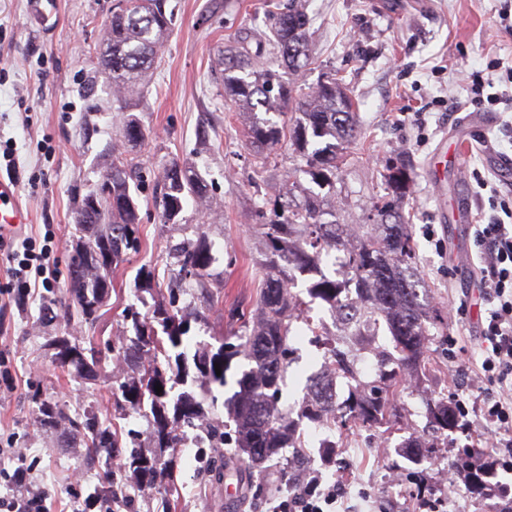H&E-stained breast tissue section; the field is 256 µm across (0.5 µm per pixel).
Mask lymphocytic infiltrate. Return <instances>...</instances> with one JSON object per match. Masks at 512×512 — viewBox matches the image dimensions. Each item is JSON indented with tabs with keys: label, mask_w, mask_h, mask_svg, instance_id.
I'll use <instances>...</instances> for the list:
<instances>
[{
	"label": "lymphocytic infiltrate",
	"mask_w": 512,
	"mask_h": 512,
	"mask_svg": "<svg viewBox=\"0 0 512 512\" xmlns=\"http://www.w3.org/2000/svg\"><path fill=\"white\" fill-rule=\"evenodd\" d=\"M475 241L477 274L489 306L480 326L479 371L496 387L483 406V417L491 425L512 430V224L495 218L478 225ZM12 244L7 286L15 297L24 298L49 285L55 272L47 252L36 251L31 237H14ZM0 478L14 490L13 495L0 497V512H50V493L36 486L30 469L19 467ZM342 497L339 486H323L312 476L304 486L277 496L271 512H337Z\"/></svg>",
	"instance_id": "1"
}]
</instances>
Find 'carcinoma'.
Here are the masks:
<instances>
[{"label":"carcinoma","instance_id":"cac0c4a2","mask_svg":"<svg viewBox=\"0 0 512 512\" xmlns=\"http://www.w3.org/2000/svg\"><path fill=\"white\" fill-rule=\"evenodd\" d=\"M307 0H288L282 8L267 11V30L258 37L251 30L234 36V46L217 58L224 94L231 97L236 111L246 117L247 145L259 150L273 149L288 141L305 162L311 182L318 190L286 176L274 194L253 204L260 220L254 225L261 237L258 266L261 270L260 304L262 316L251 332L219 340L215 350L187 352L184 337L191 322L202 319L199 311L176 302L199 291L214 297L210 290L209 268L215 261L212 243L201 234L195 241L175 247L177 269L170 280V301L153 305L143 316L131 308L125 312L134 336L117 347L124 360L138 365L137 375L112 389L115 405L133 413H149L152 418V448L139 442L137 431H121L112 426V417L93 407L68 418L76 447L87 449L89 465L103 469V475L87 496L90 503L110 512L114 494L112 455L123 461V469L133 474L134 484L151 487L176 472V456H164L165 449L180 447L179 430L193 424L202 402L187 386L207 382L222 388L234 359L241 357L251 367L236 379V390L224 401L235 422L234 444L247 456L250 466L260 467L281 448L301 447L300 420L321 423L323 409L316 400L303 399L299 420L284 414L279 406L281 382L287 362L291 323L302 313L303 300L291 291L299 276H311L309 294L334 309L349 310L347 335L363 345L367 332L362 322L382 316L392 336L393 352H376L380 365L394 363L403 370L419 361L426 339L430 312L420 300V280L414 248L404 231V199L411 193L412 169L397 155L379 171L385 195L371 203L366 223L361 225V244L348 256L351 275L345 280L329 277L322 269L324 250L336 237V208L327 203L328 189L336 191L344 152L359 136L357 104L341 80L330 77L306 90L294 75L310 60L308 33L311 17ZM174 25L173 11L166 0H118L112 16L102 25L105 46L100 64L112 87V96L124 101L134 96L157 63ZM256 44L251 50L250 44ZM278 52L280 65L290 78L263 61L269 49ZM294 116L291 124L279 121L284 114ZM127 141L145 138L139 119L127 114L123 124ZM154 203L163 224L179 223L184 202L191 198L197 206L209 201L208 184L190 165L172 162L165 166L157 184ZM142 186L134 172L122 162H112L98 189L83 198L79 211V237L68 268L81 269L79 277L67 276V292L81 322L94 329L99 312L112 291V266L124 254L141 248L139 209ZM109 247L112 258L84 263L86 251ZM88 344L66 336L53 343L56 367L77 378H89L101 367L102 351L96 337ZM331 370L351 377L358 374L351 351L330 349ZM221 374H216L214 364ZM195 373H190V369ZM163 391L156 393L155 386ZM184 387L174 400L170 392ZM390 387L369 386L352 394L341 408L350 421L381 424L389 420ZM40 425L53 429L63 417L62 410L39 403ZM433 419L437 432L458 426L455 409L443 402L435 404ZM109 454L101 455L102 450Z\"/></svg>","mask_w":512,"mask_h":512}]
</instances>
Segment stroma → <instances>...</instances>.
Masks as SVG:
<instances>
[{
	"instance_id": "35a3bbf8",
	"label": "stroma",
	"mask_w": 512,
	"mask_h": 512,
	"mask_svg": "<svg viewBox=\"0 0 512 512\" xmlns=\"http://www.w3.org/2000/svg\"><path fill=\"white\" fill-rule=\"evenodd\" d=\"M49 21L33 17L29 0H0V141L15 143L20 176L14 182L18 203L28 218L22 234L47 247L57 276L23 303L0 304V471L34 469L51 494V512H75L99 474L83 465L84 449L70 450L69 429L47 430L38 422V401L63 407L67 414L94 406L109 410L113 423L135 429L148 441L147 419L115 408L113 381L135 375L133 367L115 370L106 359L95 379L62 373L51 359V342L60 336L82 341L87 329L77 320L44 318V306L63 301L67 269L75 247V224L83 198L96 189L112 156L133 165L146 183H155L171 162L195 165L210 190L208 208L187 203L176 224H164L152 201L140 206L143 246L125 255L112 271V292L102 308L96 333L117 342L132 336L126 307L147 313L167 300L170 251L205 233L213 243L209 269L221 297L201 305L203 318L189 336L191 347L214 346L217 335H244L235 314L256 311L260 236L249 207L289 172L302 184L299 160L281 143L260 160L247 145L244 120L225 98L211 64L241 28L264 30L269 0H167L175 9V28L141 93L119 102L108 94L97 71L100 28L112 15L113 0H54ZM309 0L314 18L309 68L298 77L312 87L336 73L353 91L361 138L350 147L342 170L343 190L336 214L354 223L363 205L379 194L383 163L404 153L414 165L412 194L404 210L406 230L416 250V267L426 290L432 319L430 339L410 383L395 398L392 425L350 423L324 430L334 454L311 441L283 448L263 470L242 468L232 445L199 448L182 443L172 512H270L277 488L286 484L290 462L302 459L324 483L344 484L352 512H371L390 499V472L403 475L398 512H419L422 502L440 503L451 493L461 512H500L499 488H512V475L498 473L475 487L467 469L456 464L462 448L482 446L491 429L481 414L493 387L474 378L481 360L480 319L486 305L475 286L474 245L480 216H492L489 190L473 177L482 175L501 191L512 190V16L503 17L505 0ZM480 79L494 104H471L473 79ZM134 114L146 135L130 143L123 118ZM473 141L465 159H455L452 136ZM463 198L470 218L452 222L454 201ZM153 271L143 291L141 269ZM307 278L295 294L306 301L294 321L288 344L281 406L302 400L306 379L328 357V344L314 327L329 320L325 303L310 299ZM467 312H459L460 301ZM466 398L469 413L456 430L433 435L428 399L455 403ZM426 441L418 462L406 444ZM225 477H210L214 465Z\"/></svg>"
}]
</instances>
